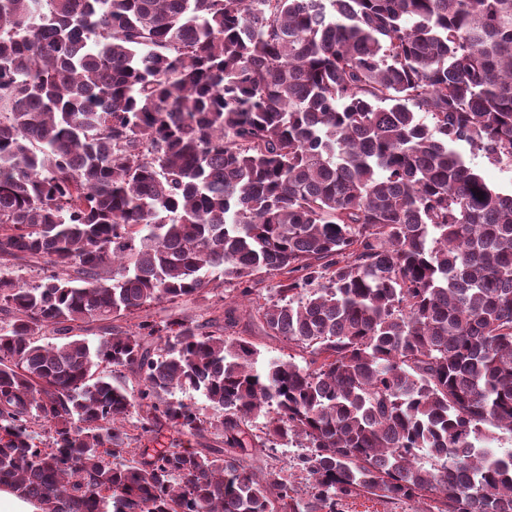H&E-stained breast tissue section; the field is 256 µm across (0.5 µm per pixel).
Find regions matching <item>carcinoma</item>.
Listing matches in <instances>:
<instances>
[{
  "label": "carcinoma",
  "mask_w": 512,
  "mask_h": 512,
  "mask_svg": "<svg viewBox=\"0 0 512 512\" xmlns=\"http://www.w3.org/2000/svg\"><path fill=\"white\" fill-rule=\"evenodd\" d=\"M459 143L512 167V0H0V266L42 272L0 270V488L512 512V451L483 445L512 435V194ZM263 275L261 328L302 365L258 366L231 309L142 316ZM163 425L224 447H134ZM257 438L305 449L308 499L244 461ZM426 505L415 501L391 502L372 495L338 501L336 512H422Z\"/></svg>",
  "instance_id": "cac0c4a2"
}]
</instances>
